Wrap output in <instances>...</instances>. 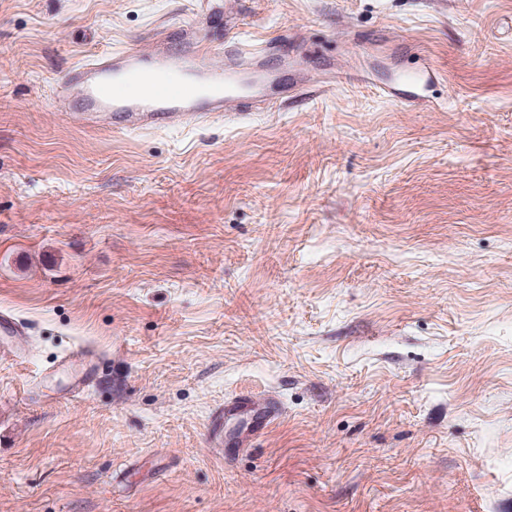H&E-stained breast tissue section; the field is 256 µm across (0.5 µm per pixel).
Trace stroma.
<instances>
[{"mask_svg":"<svg viewBox=\"0 0 512 512\" xmlns=\"http://www.w3.org/2000/svg\"><path fill=\"white\" fill-rule=\"evenodd\" d=\"M238 11L335 91L113 134L50 85L191 0H0V512H512V0ZM253 412L254 418L251 429L244 434L238 441L239 448L249 446L253 439L269 427V425L278 417L279 408L274 402L268 401L264 407L256 408L253 397L242 393L231 401L224 402V406L217 408L211 417L212 428L214 431L213 441L215 448L224 446V434L221 435L220 428L224 426V420L233 416Z\"/></svg>","mask_w":512,"mask_h":512,"instance_id":"35a3bbf8","label":"stroma"}]
</instances>
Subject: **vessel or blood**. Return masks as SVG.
I'll return each mask as SVG.
<instances>
[{
	"label": "vessel or blood",
	"instance_id": "b4317fda",
	"mask_svg": "<svg viewBox=\"0 0 512 512\" xmlns=\"http://www.w3.org/2000/svg\"><path fill=\"white\" fill-rule=\"evenodd\" d=\"M194 4L197 21L182 29L176 40L160 31L149 49L118 48L70 66L50 89L55 108L79 115L98 131L128 132L196 125L254 108L269 109L290 98L306 101L329 94V86H309L299 67L291 70L290 86H283L280 72L267 66L261 55L245 62L229 52L223 65H211V47L202 32L214 0ZM119 81L135 82L137 93H116ZM244 413L252 414L253 425L238 442L242 448L269 427L279 408L272 402L256 407L245 393L225 402L211 417L216 447L224 445L220 429L225 419Z\"/></svg>",
	"mask_w": 512,
	"mask_h": 512
}]
</instances>
